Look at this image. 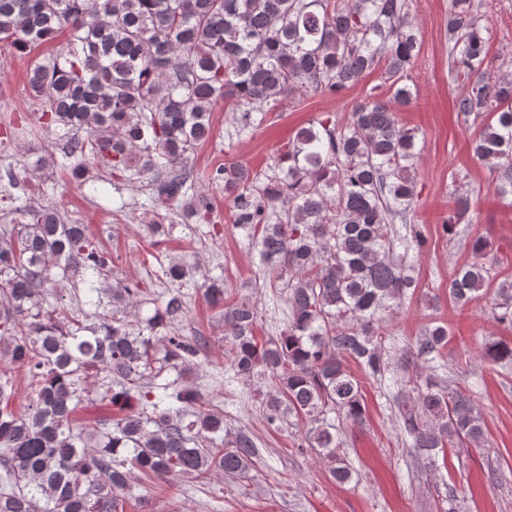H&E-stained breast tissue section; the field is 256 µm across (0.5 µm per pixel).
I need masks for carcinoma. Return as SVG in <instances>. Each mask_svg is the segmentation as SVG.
<instances>
[{
  "label": "carcinoma",
  "instance_id": "1",
  "mask_svg": "<svg viewBox=\"0 0 512 512\" xmlns=\"http://www.w3.org/2000/svg\"><path fill=\"white\" fill-rule=\"evenodd\" d=\"M482 0H449L448 70L455 108L483 121L473 152L498 171L495 191L512 205V76L490 66ZM69 30L65 46L38 62L29 94L62 161L39 155L22 173L53 167L71 182L90 170L148 181L152 234L173 211L182 223H213L211 197L195 184L188 161L211 134L214 106L232 98L243 129L284 98L335 95L385 64L391 95L367 96L346 123L331 119L300 129L264 174L218 167L208 181L224 188L233 224L252 235L263 277L285 290L288 331L255 336L258 312L226 302L224 280L204 281L224 310L230 370L269 379L265 419L306 423L308 447L331 478L349 483L340 453L345 423H360V381L402 383L385 343V313L416 293L414 255L426 239L414 223V166L423 151L398 121L411 101L407 71L420 49L409 0H0V41L24 55ZM0 357L23 368L29 404L15 411L13 381L0 378V512H124L134 481L158 478H253L258 448L239 431L224 434V411L184 383L206 346L178 328L182 287L195 272L171 260L162 278L176 286L142 314L138 285H112V252L84 224L66 223L52 205L0 197ZM399 217L402 230L386 224ZM448 281L469 301L496 291L493 318L512 324V280H497L488 244ZM95 283L89 312L62 303L63 290ZM448 330L433 326L400 356L430 363L414 382L417 402L399 407L407 440L430 461L448 445L478 446L483 422L472 390L439 381ZM484 360L512 365V342L487 341ZM115 415L78 423L85 403Z\"/></svg>",
  "mask_w": 512,
  "mask_h": 512
}]
</instances>
